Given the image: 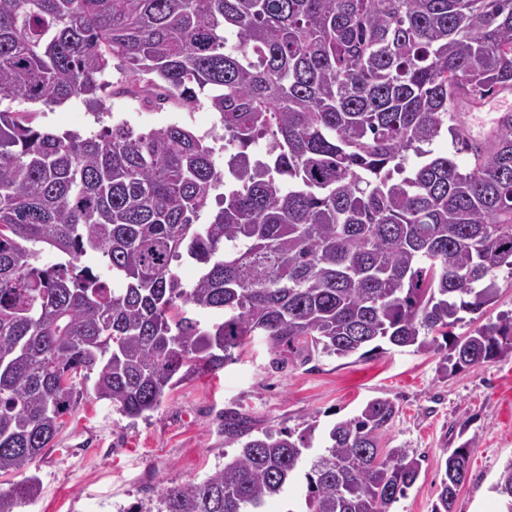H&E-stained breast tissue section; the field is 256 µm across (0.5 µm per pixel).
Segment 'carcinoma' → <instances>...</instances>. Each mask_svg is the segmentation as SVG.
<instances>
[{"label": "carcinoma", "instance_id": "cac0c4a2", "mask_svg": "<svg viewBox=\"0 0 512 512\" xmlns=\"http://www.w3.org/2000/svg\"><path fill=\"white\" fill-rule=\"evenodd\" d=\"M114 61L126 93L161 89L149 104L214 88L237 151L226 177L177 123L59 134L0 110V472H27L84 390L145 418L253 336L306 362L441 338L454 369L512 352V316L451 332L512 272V113L484 141L448 126L458 94L512 88V0H0V102L96 103ZM446 126L471 167L425 149ZM398 412L374 398L314 454L315 425L266 430L155 512H266L296 482L287 512H391L421 472L382 446ZM473 445L443 449L432 512H454ZM493 491L512 512V460ZM38 492L25 477L0 512Z\"/></svg>", "mask_w": 512, "mask_h": 512}]
</instances>
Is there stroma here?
Segmentation results:
<instances>
[{"label":"stroma","instance_id":"35a3bbf8","mask_svg":"<svg viewBox=\"0 0 512 512\" xmlns=\"http://www.w3.org/2000/svg\"><path fill=\"white\" fill-rule=\"evenodd\" d=\"M100 106L74 97L60 106H37L38 126L84 135L124 123L145 132L181 124L214 145L224 162V130L200 92L191 107L163 108L122 92L124 69L112 66ZM377 397L394 400L399 412L387 433L391 445L424 457L420 476L392 512H431L444 471L441 451L461 436L475 437L476 462L460 488L454 512H500L492 487L512 460V355L450 371L445 352L417 353L387 347L364 358L319 355L278 363L263 337L247 341L235 362L195 376L168 391L148 417L130 420L111 404L87 395L64 416L52 448L30 471L40 479L37 497L21 512H99L118 505L151 512L169 483L205 478L240 447L227 426L246 418L251 435L270 429L318 431L352 415Z\"/></svg>","mask_w":512,"mask_h":512}]
</instances>
